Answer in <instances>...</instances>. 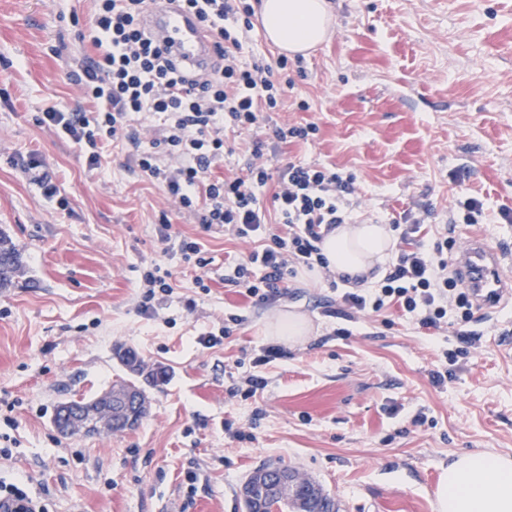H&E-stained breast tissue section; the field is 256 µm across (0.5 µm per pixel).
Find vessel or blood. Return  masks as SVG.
<instances>
[{"mask_svg": "<svg viewBox=\"0 0 512 512\" xmlns=\"http://www.w3.org/2000/svg\"><path fill=\"white\" fill-rule=\"evenodd\" d=\"M144 24L176 63L193 73L212 69L216 53L211 36L195 18L170 4L155 0ZM461 285L477 309L487 311L512 294V251L481 235H472L455 257Z\"/></svg>", "mask_w": 512, "mask_h": 512, "instance_id": "b4317fda", "label": "vessel or blood"}]
</instances>
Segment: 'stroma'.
Instances as JSON below:
<instances>
[{
  "instance_id": "35a3bbf8",
  "label": "stroma",
  "mask_w": 512,
  "mask_h": 512,
  "mask_svg": "<svg viewBox=\"0 0 512 512\" xmlns=\"http://www.w3.org/2000/svg\"><path fill=\"white\" fill-rule=\"evenodd\" d=\"M334 34L288 59L293 82L278 123L315 124L267 152L272 166H323L353 179L356 219L421 222L419 241L474 232L512 247V0H332ZM93 0H0V230L24 249L19 286L0 288V481L45 494L49 512H244L239 489L266 462L318 481L341 512H436L428 484L466 452L512 454V299L471 322L469 354L449 362L456 328L425 331L391 308L347 319L323 274L298 270L257 305L225 286L230 231H203L136 165L132 144H105L92 169L40 112L82 105L69 73ZM44 162L60 189L43 198L27 171ZM483 223L451 225L459 200ZM197 238L212 259L207 289L159 233ZM173 289L139 312L143 274ZM239 315L231 336L206 348ZM296 314L310 332L268 335ZM349 336H338V328ZM284 358L254 365L262 348ZM145 373L146 417L112 435L60 434L57 405ZM448 382L432 384L434 369ZM260 375L263 393L228 398ZM247 432V439L236 436Z\"/></svg>"
}]
</instances>
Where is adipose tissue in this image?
<instances>
[{
	"instance_id": "adipose-tissue-1",
	"label": "adipose tissue",
	"mask_w": 512,
	"mask_h": 512,
	"mask_svg": "<svg viewBox=\"0 0 512 512\" xmlns=\"http://www.w3.org/2000/svg\"><path fill=\"white\" fill-rule=\"evenodd\" d=\"M259 15L268 40L293 55L307 54L332 32L328 0H260ZM393 245L386 225L342 224L325 236L321 252L335 273L366 276ZM436 500L438 512H512V457L458 455L441 471Z\"/></svg>"
}]
</instances>
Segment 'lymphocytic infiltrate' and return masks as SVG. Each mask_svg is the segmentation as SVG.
Wrapping results in <instances>:
<instances>
[{"mask_svg": "<svg viewBox=\"0 0 512 512\" xmlns=\"http://www.w3.org/2000/svg\"><path fill=\"white\" fill-rule=\"evenodd\" d=\"M151 0H94L87 33L96 57L73 56L71 74L83 98L99 102L95 112L81 108H48L41 125L77 144L89 167L101 163L99 141L138 145V167L160 185L181 210L193 216L204 231L229 228L241 239L261 238L263 245L233 263L226 285L242 289L261 304L280 293L289 273L326 268L320 245L336 226L350 223V179L336 171L287 163L270 168L262 157L267 140L280 143L304 139L314 125H269L267 138H254V159L246 175L218 177L214 167L223 160L226 131H252L264 113L279 111L284 86L273 80L268 67L245 66L241 53L254 25L249 0H177L210 33L221 65L200 76L175 67L157 47L140 19ZM158 115L148 148L131 123L138 113ZM276 183L272 196L279 225L271 227L260 204V193ZM451 237L432 244L400 248L378 287H366L365 277L331 274V287L340 288L343 307L356 313H379L394 306L414 317L425 330L440 328L452 310L457 340L469 345L474 305L448 263Z\"/></svg>", "mask_w": 512, "mask_h": 512, "instance_id": "1", "label": "lymphocytic infiltrate"}]
</instances>
